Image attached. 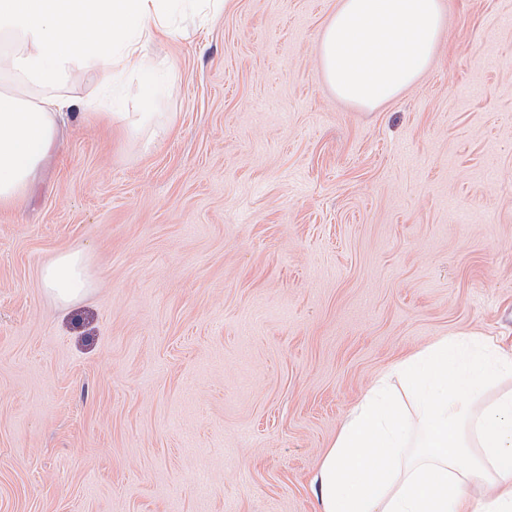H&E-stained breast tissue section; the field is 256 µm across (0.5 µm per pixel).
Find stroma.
Returning a JSON list of instances; mask_svg holds the SVG:
<instances>
[{
	"mask_svg": "<svg viewBox=\"0 0 512 512\" xmlns=\"http://www.w3.org/2000/svg\"><path fill=\"white\" fill-rule=\"evenodd\" d=\"M445 4L373 108L322 77L336 0H227L150 39L149 114L107 89L67 124L0 211V512H320L391 362L512 344V0ZM73 249L94 290L64 306L41 269Z\"/></svg>",
	"mask_w": 512,
	"mask_h": 512,
	"instance_id": "obj_1",
	"label": "stroma"
}]
</instances>
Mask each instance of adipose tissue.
Here are the masks:
<instances>
[{"instance_id": "ef3b65f1", "label": "adipose tissue", "mask_w": 512, "mask_h": 512, "mask_svg": "<svg viewBox=\"0 0 512 512\" xmlns=\"http://www.w3.org/2000/svg\"><path fill=\"white\" fill-rule=\"evenodd\" d=\"M224 0H0V208L26 200L58 123L94 99L67 86L143 71L146 40L181 37ZM62 305L91 293L89 257L42 268ZM320 512H512V347L467 332L395 361L350 411L314 479Z\"/></svg>"}]
</instances>
